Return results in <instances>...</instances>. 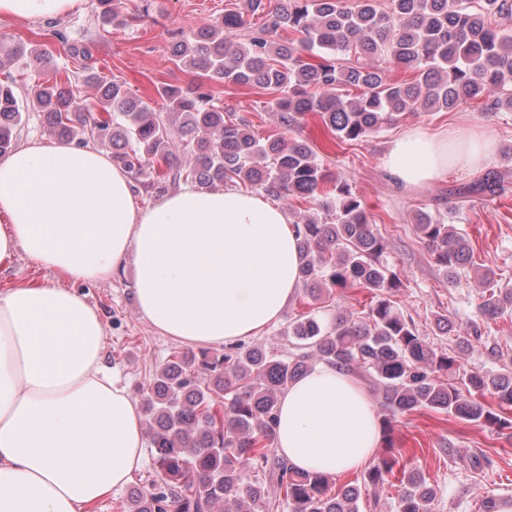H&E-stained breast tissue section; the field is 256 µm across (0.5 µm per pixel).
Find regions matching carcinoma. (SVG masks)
<instances>
[{
    "mask_svg": "<svg viewBox=\"0 0 512 512\" xmlns=\"http://www.w3.org/2000/svg\"><path fill=\"white\" fill-rule=\"evenodd\" d=\"M248 12L230 11L186 35L173 49L175 64L210 80L279 93L275 111L292 130L308 116L318 118L336 143L361 141L404 112H453L476 104L486 112H512V0H288L272 7L246 0ZM263 13L250 29L247 13ZM383 59L414 74L391 82L379 66L347 65L341 56ZM88 81L98 88L99 111L71 87V80L31 85L17 100L13 82L0 81V157L10 154L13 133L32 111L53 132L83 146L109 140L113 161L131 177L194 182L208 189L236 180L276 198L317 203L324 218L294 222L303 292L317 302L346 288L370 294L362 316L336 312L329 323L314 314L288 324L297 352L281 358L259 345L236 343L224 353L198 358L172 352L156 369L144 398L152 457L161 481L132 501V512H263L270 507L264 485L247 471L269 474L288 512H359L358 493L333 491L329 477L300 472L274 453L280 396L321 362L342 372L362 373L382 388L391 419L431 409L489 428L512 429L498 413L512 407V370L472 371L457 377L455 357L437 354L413 324L394 309L387 294L401 279L383 260L385 245L352 186L338 178L326 192L329 174L303 139L258 137L203 97L178 87L157 93L163 111L131 97L118 81ZM353 88L348 98L343 91ZM190 146L194 163L174 162L173 137ZM504 191L493 171L468 193ZM417 228L434 263L453 283L472 263L467 240L437 214L418 216ZM484 316L512 311V290L487 289ZM483 335L478 324L456 338L460 350ZM464 384L488 393L496 405L465 396ZM398 464L392 455L367 474L377 484ZM397 512H432L434 490L414 473L401 479Z\"/></svg>",
    "mask_w": 512,
    "mask_h": 512,
    "instance_id": "cac0c4a2",
    "label": "carcinoma"
}]
</instances>
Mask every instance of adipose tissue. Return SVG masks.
Segmentation results:
<instances>
[{"instance_id": "adipose-tissue-1", "label": "adipose tissue", "mask_w": 512, "mask_h": 512, "mask_svg": "<svg viewBox=\"0 0 512 512\" xmlns=\"http://www.w3.org/2000/svg\"><path fill=\"white\" fill-rule=\"evenodd\" d=\"M82 0H0V21H50ZM487 130L414 127L384 164L406 188L491 160ZM0 267L17 252L61 274L0 293V512H88L144 459V419L106 365L103 318L79 283L134 260L139 311L189 345L258 335L298 285L285 212L259 195L186 187L140 209L128 173L102 152L31 141L0 159ZM380 432L352 376L320 364L279 404L275 446L299 470L333 476L373 457Z\"/></svg>"}]
</instances>
